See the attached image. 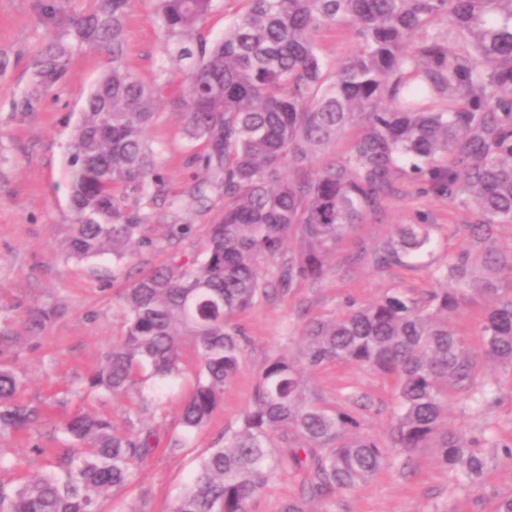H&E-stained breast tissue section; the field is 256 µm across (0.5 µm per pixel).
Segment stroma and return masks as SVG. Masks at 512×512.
Instances as JSON below:
<instances>
[{
	"label": "stroma",
	"mask_w": 512,
	"mask_h": 512,
	"mask_svg": "<svg viewBox=\"0 0 512 512\" xmlns=\"http://www.w3.org/2000/svg\"><path fill=\"white\" fill-rule=\"evenodd\" d=\"M85 7L86 0H0V325L22 331L24 310L34 303L66 307L43 331L25 338L18 354L0 355V364L20 377L21 400L49 407L52 423L83 410L110 417L121 428L132 407L129 400L81 390L102 353L125 332L119 295L142 271L174 255L199 253L205 226L223 201L213 196L206 205L181 212L177 219L195 225L196 233L173 247L167 242V226L174 218L163 210L151 215L148 230L156 247L143 250L137 261L118 262L109 255L90 261L67 257L73 220L67 147L88 94L111 61L104 53L78 50L64 78L48 88L35 82L34 71L48 44L71 41L68 19ZM151 11L150 0H136L126 19L127 62L145 80L162 72L180 80V73L163 68L162 34ZM150 136L172 194L185 196L194 171L185 164L187 143L179 116L168 107L159 111ZM474 219L466 196L439 195L409 177L396 180L383 207L337 247L321 278L237 316L248 340L242 369L208 422L188 435L182 432L180 411L192 389L195 365L192 349H185L183 376L152 388L151 425L159 447L132 483L102 500L101 512H172L199 459L223 445L225 433L239 425L268 360L281 353L299 354L309 318L342 314L349 305L367 304L390 290L414 298L437 290L433 269L464 249L466 241L456 228ZM399 224L429 225L428 250L405 265L377 266L373 249L393 236ZM486 305L484 297L470 293L450 318L455 333L475 351L482 348ZM480 382L487 401L462 396L448 407L449 423L465 427L489 459L479 488L458 487L434 449L422 448L399 456L366 484L328 497L306 495L302 474L281 470L248 501L247 512H281L286 502L298 499L304 512H494L497 494L512 489V461L504 455L505 447L512 446V366L485 363ZM309 384L324 404L353 411L366 434L385 437L395 420L393 378L328 363L310 375ZM175 435L183 436L184 443L173 452L166 444ZM66 445L64 435L51 426L0 435L5 461L0 484L16 486L40 474Z\"/></svg>",
	"instance_id": "35a3bbf8"
}]
</instances>
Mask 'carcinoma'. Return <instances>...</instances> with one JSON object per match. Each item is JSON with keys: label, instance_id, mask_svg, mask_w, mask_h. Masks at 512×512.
<instances>
[{"label": "carcinoma", "instance_id": "obj_1", "mask_svg": "<svg viewBox=\"0 0 512 512\" xmlns=\"http://www.w3.org/2000/svg\"><path fill=\"white\" fill-rule=\"evenodd\" d=\"M241 2L224 36L209 41L202 25L215 0H153L163 60L180 66L175 86L148 82L126 62L134 0H87L69 20L75 43H52L38 58L42 86L63 77L76 47L102 50L112 62L69 144L67 256L132 259L154 246L146 209L187 206L170 198L149 139L166 96L183 122L186 165L205 171L190 199L214 192L224 210L207 225L201 255L173 256L120 294L125 335L103 352L86 389L136 394L124 429L82 412L59 423L70 447L43 474L0 484V512H100L101 500L129 484L158 447L144 384L183 373V338L196 355L180 417L192 431L242 368L247 338L234 316L322 275L336 246L381 209L395 177L409 174L439 194L467 193L478 213L460 228L467 248L434 272L444 287L426 301L389 291L341 316L309 320L300 357L268 361L240 426L200 459L175 512H246L286 467L303 474L308 494L330 496L419 448L435 449L463 486L480 485L486 458L448 425V396L473 390L483 359L512 366V244L497 237L498 226L512 224V0ZM442 13L454 48L426 33ZM347 23L356 48L330 69L316 36ZM358 122L349 152H330ZM428 244L425 225L402 224L377 262L404 265ZM470 289L489 300L480 355L448 324ZM63 312L32 307L24 324L35 334ZM21 340L0 329V353ZM333 361L396 380L398 413L386 438L362 433L353 412L312 391L306 374ZM19 386L1 365L0 434L47 424L40 407L17 399Z\"/></svg>", "mask_w": 512, "mask_h": 512}]
</instances>
